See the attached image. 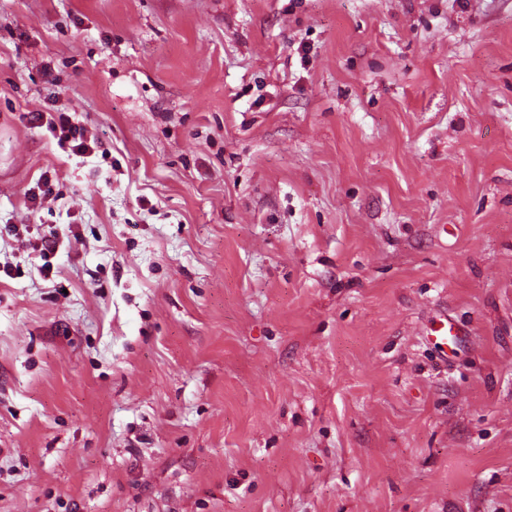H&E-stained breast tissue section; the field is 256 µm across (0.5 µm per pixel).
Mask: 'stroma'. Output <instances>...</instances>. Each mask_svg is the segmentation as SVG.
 I'll list each match as a JSON object with an SVG mask.
<instances>
[{"label":"stroma","instance_id":"stroma-1","mask_svg":"<svg viewBox=\"0 0 512 512\" xmlns=\"http://www.w3.org/2000/svg\"><path fill=\"white\" fill-rule=\"evenodd\" d=\"M3 265L0 512H512V0H0ZM57 119L50 118L47 121V129L57 138L60 143L68 142L71 151L75 154H86L98 148V142L87 139L83 127L74 123L72 117L67 112H57ZM74 143V144H73ZM432 336L439 345H448L456 347L464 336L462 329L448 315H444V320H439L431 329Z\"/></svg>","mask_w":512,"mask_h":512}]
</instances>
